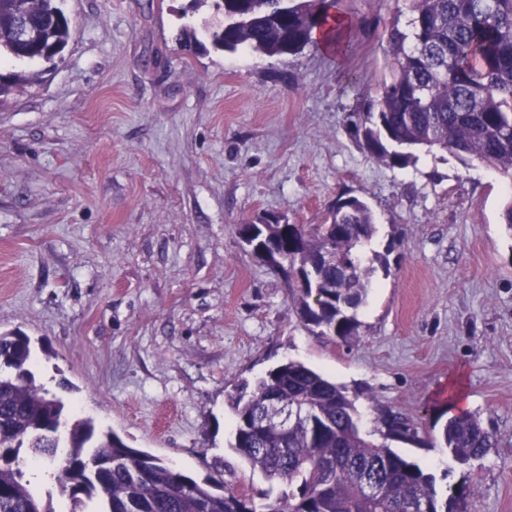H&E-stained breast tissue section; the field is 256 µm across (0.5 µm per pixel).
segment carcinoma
Masks as SVG:
<instances>
[{"instance_id": "obj_1", "label": "carcinoma", "mask_w": 512, "mask_h": 512, "mask_svg": "<svg viewBox=\"0 0 512 512\" xmlns=\"http://www.w3.org/2000/svg\"><path fill=\"white\" fill-rule=\"evenodd\" d=\"M224 28H204L216 50L240 48L269 57L296 55L313 32L336 21V0H214ZM405 25L384 27L388 73L374 91L356 95L351 129L373 158L391 167L417 161L416 151L478 160L512 178V0H410ZM25 17L29 38L13 37ZM72 25L56 0H0V55L54 60ZM376 224L369 206L340 195L327 223L266 224L260 235L288 267L306 277L295 309L323 336H357L375 268L363 250ZM235 416L230 448L281 488L267 512H448L435 477L359 426L346 391L299 361L283 362L229 395ZM401 430L385 438L418 441L420 425L387 413ZM65 403L36 381L31 340L0 334V512H55L24 480L22 454L56 463L67 512H256L247 495L220 478L199 482L118 434L96 433L90 420L67 433ZM441 447L464 465L493 447L494 434L467 413L448 417Z\"/></svg>"}]
</instances>
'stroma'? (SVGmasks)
I'll return each mask as SVG.
<instances>
[{
	"mask_svg": "<svg viewBox=\"0 0 512 512\" xmlns=\"http://www.w3.org/2000/svg\"><path fill=\"white\" fill-rule=\"evenodd\" d=\"M73 33L55 63L0 102V333L30 337L34 371L69 420L93 419L185 473L272 488L229 447L227 396L300 360L343 386L364 434L382 415L421 426L391 441L466 512H512V179L442 153L393 168L347 126L351 81L374 86L379 28L409 0H338L349 52L186 48L211 0H61ZM370 207L366 260L386 257L351 343L305 326L287 278L238 227L273 214L322 223L339 195ZM456 389L495 431L471 465L431 447Z\"/></svg>",
	"mask_w": 512,
	"mask_h": 512,
	"instance_id": "obj_1",
	"label": "stroma"
}]
</instances>
